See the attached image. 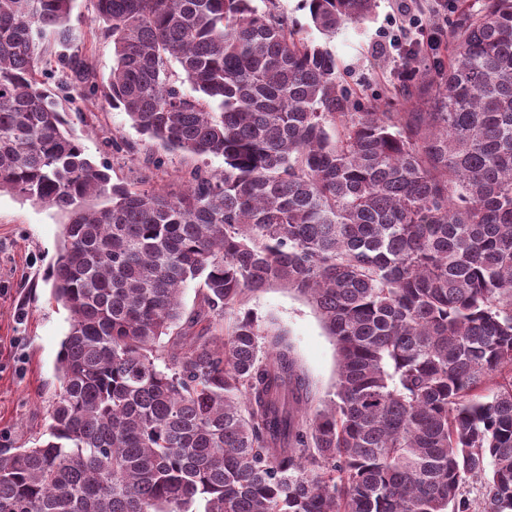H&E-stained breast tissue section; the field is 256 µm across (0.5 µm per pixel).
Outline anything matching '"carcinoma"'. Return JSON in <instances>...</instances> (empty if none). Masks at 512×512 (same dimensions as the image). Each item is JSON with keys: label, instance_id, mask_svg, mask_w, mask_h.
I'll list each match as a JSON object with an SVG mask.
<instances>
[{"label": "carcinoma", "instance_id": "1", "mask_svg": "<svg viewBox=\"0 0 512 512\" xmlns=\"http://www.w3.org/2000/svg\"><path fill=\"white\" fill-rule=\"evenodd\" d=\"M263 2L95 0L105 101L224 157L172 192L111 183L40 80L73 0H0V193L64 214L48 279L71 316L45 438L0 452V512H472L471 478L512 512V0H452L448 60L382 111ZM304 2L325 38L376 7ZM273 284L336 346L325 399L241 311Z\"/></svg>", "mask_w": 512, "mask_h": 512}]
</instances>
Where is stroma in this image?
<instances>
[{
    "label": "stroma",
    "mask_w": 512,
    "mask_h": 512,
    "mask_svg": "<svg viewBox=\"0 0 512 512\" xmlns=\"http://www.w3.org/2000/svg\"><path fill=\"white\" fill-rule=\"evenodd\" d=\"M399 0H378L370 21L345 26L324 40L311 32L314 43H328L340 73L363 106L382 104L402 72ZM83 53L91 79L105 85L112 70V40L93 22L92 0H75ZM68 120L85 155L107 166L113 183L133 182L141 173L138 160L146 155L163 159L152 182L179 188L191 169L224 170L218 155L193 156L148 140L131 125L124 110L109 107L103 97H75ZM128 148L115 150L113 137ZM64 216L56 208L0 194V448H28L46 431L49 404L59 388L57 357L69 327V313L50 296L46 276L55 261ZM259 323L275 321L287 331L313 393L324 397L334 390L336 347L327 336L315 307L302 295L281 286L251 294L245 304Z\"/></svg>",
    "instance_id": "1"
}]
</instances>
